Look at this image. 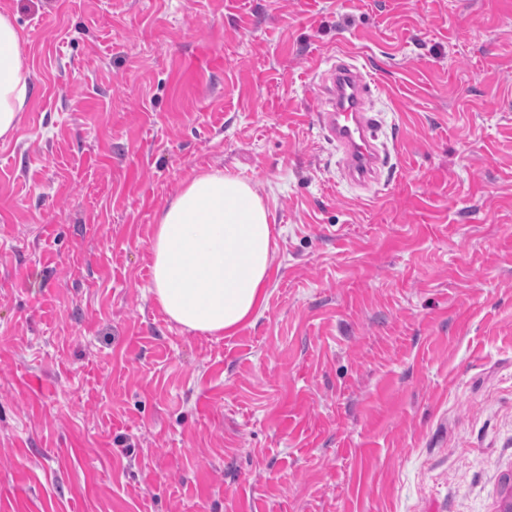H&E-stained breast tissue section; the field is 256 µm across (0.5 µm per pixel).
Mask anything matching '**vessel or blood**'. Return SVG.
<instances>
[{
    "label": "vessel or blood",
    "instance_id": "vessel-or-blood-1",
    "mask_svg": "<svg viewBox=\"0 0 512 512\" xmlns=\"http://www.w3.org/2000/svg\"><path fill=\"white\" fill-rule=\"evenodd\" d=\"M327 79L328 106L319 113V123L342 150L347 178L366 184L376 177L381 161L374 119L367 110L370 81L345 55L338 57Z\"/></svg>",
    "mask_w": 512,
    "mask_h": 512
}]
</instances>
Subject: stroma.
Segmentation results:
<instances>
[{"mask_svg": "<svg viewBox=\"0 0 512 512\" xmlns=\"http://www.w3.org/2000/svg\"><path fill=\"white\" fill-rule=\"evenodd\" d=\"M0 512H500L512 480V0H0ZM353 53L385 163L317 121ZM274 226L264 307L171 322L195 174ZM14 17L0 12V138L12 135L28 98L30 68Z\"/></svg>", "mask_w": 512, "mask_h": 512, "instance_id": "35a3bbf8", "label": "stroma"}]
</instances>
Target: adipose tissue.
<instances>
[{"instance_id": "obj_1", "label": "adipose tissue", "mask_w": 512, "mask_h": 512, "mask_svg": "<svg viewBox=\"0 0 512 512\" xmlns=\"http://www.w3.org/2000/svg\"><path fill=\"white\" fill-rule=\"evenodd\" d=\"M29 77L20 30L0 12V138L17 127ZM272 239L270 213L249 182L197 173L158 215L150 245L156 303L187 330L234 334L266 301Z\"/></svg>"}]
</instances>
